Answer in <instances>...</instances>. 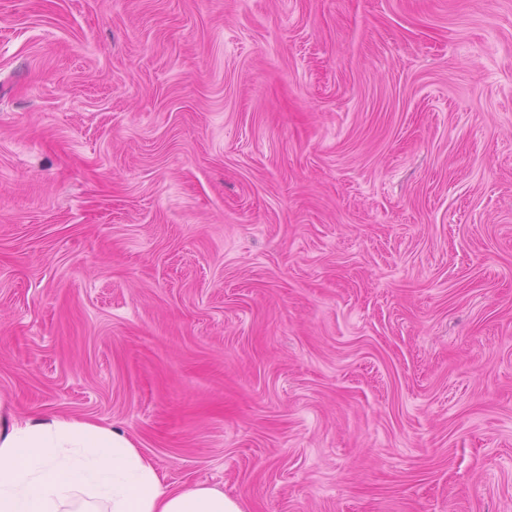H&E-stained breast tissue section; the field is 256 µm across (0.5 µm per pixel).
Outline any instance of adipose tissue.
I'll use <instances>...</instances> for the list:
<instances>
[{
    "label": "adipose tissue",
    "mask_w": 512,
    "mask_h": 512,
    "mask_svg": "<svg viewBox=\"0 0 512 512\" xmlns=\"http://www.w3.org/2000/svg\"><path fill=\"white\" fill-rule=\"evenodd\" d=\"M0 512H243L203 484L166 485L123 430L63 416L0 417Z\"/></svg>",
    "instance_id": "1"
}]
</instances>
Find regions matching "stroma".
<instances>
[{
  "label": "stroma",
  "mask_w": 512,
  "mask_h": 512,
  "mask_svg": "<svg viewBox=\"0 0 512 512\" xmlns=\"http://www.w3.org/2000/svg\"><path fill=\"white\" fill-rule=\"evenodd\" d=\"M0 401L244 512H512V0H0Z\"/></svg>",
  "instance_id": "1"
}]
</instances>
